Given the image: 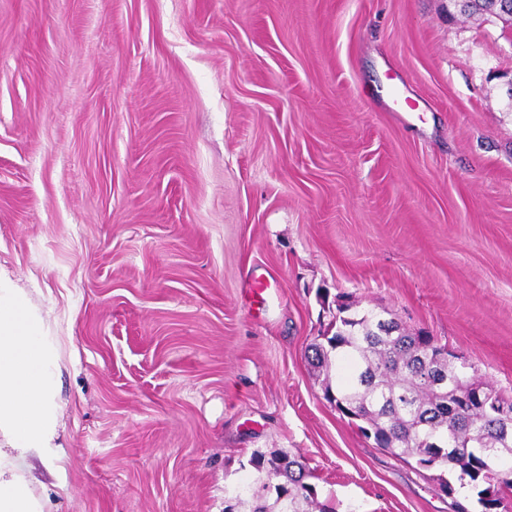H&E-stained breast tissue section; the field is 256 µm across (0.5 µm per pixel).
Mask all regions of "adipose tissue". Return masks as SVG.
<instances>
[{"mask_svg":"<svg viewBox=\"0 0 512 512\" xmlns=\"http://www.w3.org/2000/svg\"><path fill=\"white\" fill-rule=\"evenodd\" d=\"M56 345L22 289L0 279V512H46L31 457L55 456L60 426Z\"/></svg>","mask_w":512,"mask_h":512,"instance_id":"adipose-tissue-1","label":"adipose tissue"}]
</instances>
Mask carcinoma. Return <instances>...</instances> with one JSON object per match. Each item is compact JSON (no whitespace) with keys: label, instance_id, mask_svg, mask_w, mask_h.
<instances>
[{"label":"carcinoma","instance_id":"obj_1","mask_svg":"<svg viewBox=\"0 0 512 512\" xmlns=\"http://www.w3.org/2000/svg\"><path fill=\"white\" fill-rule=\"evenodd\" d=\"M463 7L512 27V0H464ZM308 350L336 409L352 412L362 434L392 455L441 470L438 485L454 512H468L455 499L459 488L476 491L481 512H497L512 496V415L500 413L512 397L468 374L458 356L442 355L434 337L348 303L337 308L336 332ZM251 463L254 483L235 498L251 497V512H336L318 501L299 459L259 454Z\"/></svg>","mask_w":512,"mask_h":512}]
</instances>
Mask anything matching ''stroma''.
Wrapping results in <instances>:
<instances>
[{
    "label": "stroma",
    "instance_id": "1",
    "mask_svg": "<svg viewBox=\"0 0 512 512\" xmlns=\"http://www.w3.org/2000/svg\"><path fill=\"white\" fill-rule=\"evenodd\" d=\"M512 29L452 0H0V273L58 340L52 512H452L305 350L340 300L512 396ZM268 286L257 302L256 281ZM257 471L253 489L252 483L246 484L235 498L251 496L254 506L251 512H336L333 506L320 503L315 487L307 480L311 477L306 465L287 454H259L251 460ZM272 501V502H270ZM229 504L224 512H239L236 504Z\"/></svg>",
    "mask_w": 512,
    "mask_h": 512
}]
</instances>
